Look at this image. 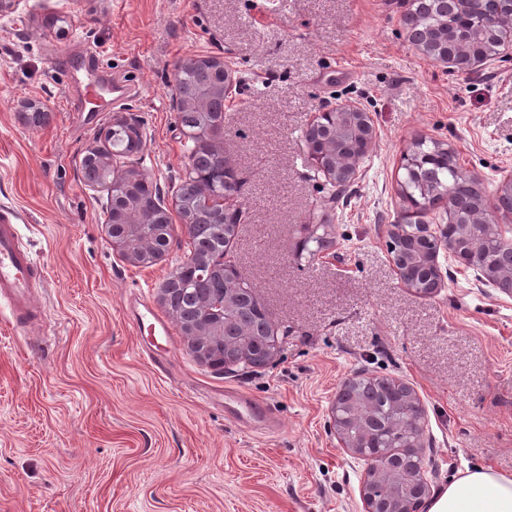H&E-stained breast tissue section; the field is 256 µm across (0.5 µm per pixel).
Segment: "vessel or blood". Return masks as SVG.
<instances>
[{
  "instance_id": "1",
  "label": "vessel or blood",
  "mask_w": 512,
  "mask_h": 512,
  "mask_svg": "<svg viewBox=\"0 0 512 512\" xmlns=\"http://www.w3.org/2000/svg\"><path fill=\"white\" fill-rule=\"evenodd\" d=\"M17 214L0 208V303H6L17 325L27 326L34 307L35 290L42 284L41 264L23 247L17 231Z\"/></svg>"
}]
</instances>
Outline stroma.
<instances>
[{"instance_id":"1","label":"stroma","mask_w":512,"mask_h":512,"mask_svg":"<svg viewBox=\"0 0 512 512\" xmlns=\"http://www.w3.org/2000/svg\"><path fill=\"white\" fill-rule=\"evenodd\" d=\"M410 0H22L0 17V205L21 215L45 279L44 324L0 320V512H363L365 465L339 448L329 408L344 381L411 386L426 413L432 490L459 472L512 473V297L443 267L433 297L404 288L389 228L441 221L399 187L414 140L445 143L495 192L512 175V54L475 70L433 63L409 39ZM226 58L224 155L246 218L235 260L273 321L260 368L217 370L189 351L159 290L186 259L171 213L166 256L124 260L105 226L106 189L82 159L116 117L147 139L138 171L173 203L188 164L180 60ZM106 82L116 101L93 95ZM36 102L44 122L20 110ZM352 103L376 129L348 194L308 177L312 113ZM336 260L298 262L315 218ZM169 324L136 323L131 302ZM245 393L279 422L255 432L225 410Z\"/></svg>"}]
</instances>
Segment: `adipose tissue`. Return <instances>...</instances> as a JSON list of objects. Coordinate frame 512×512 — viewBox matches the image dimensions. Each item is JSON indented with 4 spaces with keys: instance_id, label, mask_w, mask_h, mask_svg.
Returning <instances> with one entry per match:
<instances>
[{
    "instance_id": "1",
    "label": "adipose tissue",
    "mask_w": 512,
    "mask_h": 512,
    "mask_svg": "<svg viewBox=\"0 0 512 512\" xmlns=\"http://www.w3.org/2000/svg\"><path fill=\"white\" fill-rule=\"evenodd\" d=\"M427 512H512V474L465 470L439 489Z\"/></svg>"
}]
</instances>
